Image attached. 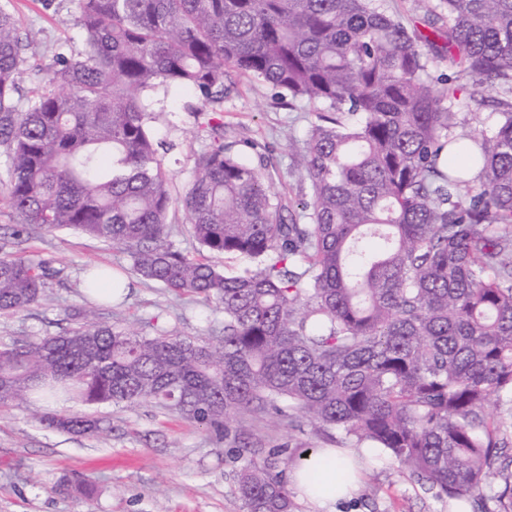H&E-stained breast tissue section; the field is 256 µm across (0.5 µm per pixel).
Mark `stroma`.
Returning a JSON list of instances; mask_svg holds the SVG:
<instances>
[{
    "label": "stroma",
    "instance_id": "1",
    "mask_svg": "<svg viewBox=\"0 0 512 512\" xmlns=\"http://www.w3.org/2000/svg\"><path fill=\"white\" fill-rule=\"evenodd\" d=\"M14 13L30 36L23 90L46 83L56 53L82 47L76 26L79 0H0ZM235 88L223 105L227 137L266 144L273 164V187L297 193L300 173L292 147L300 143L315 122L303 105H276L271 87L235 77ZM193 95L182 89L158 88L154 93L159 136L177 148L166 157L177 190L193 177L194 154L203 146L197 120L189 112ZM17 219L0 200V249L33 262L49 263L38 306L18 314H0V343L22 336L64 332L79 317L98 325L121 323L152 334L206 336L224 325V315L188 297L129 276L126 300L119 305L85 295L81 282L87 268L126 269V253L111 244L67 230L31 228L15 240ZM39 404L0 407V512H243L234 477L244 463L236 443L150 406H88L84 412L109 420L111 431L94 436H73L44 428ZM279 413L268 409L258 416L236 413L247 423L243 436L258 459H271L280 477L301 462L304 453L338 447L339 431L320 433L305 420L295 427L278 423ZM78 475L95 485L92 496L60 489L63 478ZM330 512H449L448 501L436 497L415 478L403 474L387 456L371 459L360 487L349 499L331 505Z\"/></svg>",
    "mask_w": 512,
    "mask_h": 512
}]
</instances>
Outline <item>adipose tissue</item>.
Returning <instances> with one entry per match:
<instances>
[{"mask_svg":"<svg viewBox=\"0 0 512 512\" xmlns=\"http://www.w3.org/2000/svg\"><path fill=\"white\" fill-rule=\"evenodd\" d=\"M371 455L368 448H323L293 469L290 482L301 497L324 507L351 495L359 487L358 472H347L345 462Z\"/></svg>","mask_w":512,"mask_h":512,"instance_id":"1","label":"adipose tissue"}]
</instances>
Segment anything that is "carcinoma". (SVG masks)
I'll return each instance as SVG.
<instances>
[{
    "mask_svg": "<svg viewBox=\"0 0 512 512\" xmlns=\"http://www.w3.org/2000/svg\"><path fill=\"white\" fill-rule=\"evenodd\" d=\"M429 33L389 0H81L84 49L21 94L29 35L0 6L5 200L31 226L121 247L130 270L224 313L222 336L140 335L86 322L0 345V404H154L202 426L288 401L318 431L367 443L437 497L512 512V0H418ZM448 63L450 75L432 74ZM316 114L296 196L272 189L267 148L217 117L233 75ZM493 102L488 133L457 132L453 76ZM191 92L205 145L178 193L151 93ZM184 212L197 243L251 267L226 276L168 242ZM48 269L0 253V313L36 306ZM112 296L99 267L83 282ZM70 435L104 420L40 417ZM245 512H294L248 459Z\"/></svg>",
    "mask_w": 512,
    "mask_h": 512,
    "instance_id": "1",
    "label": "carcinoma"
}]
</instances>
